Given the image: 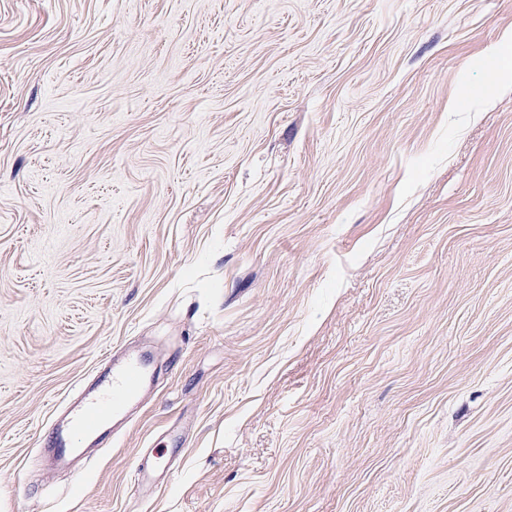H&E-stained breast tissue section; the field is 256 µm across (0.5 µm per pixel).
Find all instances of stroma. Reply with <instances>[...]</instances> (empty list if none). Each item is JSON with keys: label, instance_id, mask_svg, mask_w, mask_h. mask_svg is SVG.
Wrapping results in <instances>:
<instances>
[{"label": "stroma", "instance_id": "35a3bbf8", "mask_svg": "<svg viewBox=\"0 0 512 512\" xmlns=\"http://www.w3.org/2000/svg\"><path fill=\"white\" fill-rule=\"evenodd\" d=\"M509 28L0 0V512H512ZM139 344L130 426L43 467L54 406Z\"/></svg>", "mask_w": 512, "mask_h": 512}]
</instances>
